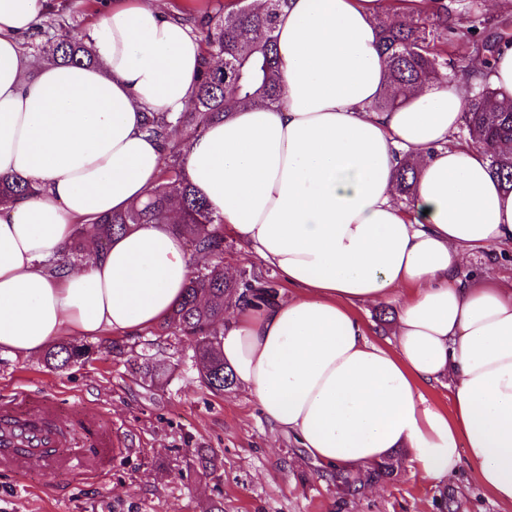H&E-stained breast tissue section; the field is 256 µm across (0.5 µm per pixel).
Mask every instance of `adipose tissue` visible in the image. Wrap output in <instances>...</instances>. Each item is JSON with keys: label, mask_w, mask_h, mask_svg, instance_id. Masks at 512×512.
Listing matches in <instances>:
<instances>
[{"label": "adipose tissue", "mask_w": 512, "mask_h": 512, "mask_svg": "<svg viewBox=\"0 0 512 512\" xmlns=\"http://www.w3.org/2000/svg\"><path fill=\"white\" fill-rule=\"evenodd\" d=\"M49 0H0V176L33 192L0 203V351L61 336H133L162 322L197 259L166 224H139L49 272L75 225L125 211L158 182L146 113H178L200 42L157 0H115L88 32L92 65L30 68L23 37ZM383 0H289L274 35L284 96L211 123L184 173L295 293L240 305L219 339L266 420L331 471L407 453L434 481L468 462L512 512V282L459 278L469 253L512 241V192L454 134L479 81L443 80L372 111L386 92ZM419 166L413 212L395 173ZM403 293L393 342L358 307ZM447 384L443 411L424 388Z\"/></svg>", "instance_id": "adipose-tissue-1"}]
</instances>
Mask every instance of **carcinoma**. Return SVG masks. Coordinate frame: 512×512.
Segmentation results:
<instances>
[{
    "instance_id": "cac0c4a2",
    "label": "carcinoma",
    "mask_w": 512,
    "mask_h": 512,
    "mask_svg": "<svg viewBox=\"0 0 512 512\" xmlns=\"http://www.w3.org/2000/svg\"><path fill=\"white\" fill-rule=\"evenodd\" d=\"M262 14L247 5L233 3L208 5L198 14L179 9L177 19L190 25L191 34L201 43L204 62L195 94L185 111L176 117L153 113L146 118L144 131L165 147L161 176L142 201L125 211L107 214L78 227L62 255L59 265L72 268L81 264L85 243L93 241L101 250L112 237L134 224H167L172 211L181 215L171 225L191 253H206L221 259L224 255L222 217L187 181L183 159L191 140L201 136L207 126L228 113L259 103L282 99L283 84L279 69L275 25L288 0H266ZM382 39L379 45L386 67L387 93L372 105L386 111L399 104L406 89L445 74L452 82L462 78L469 61L494 58L497 44L506 32H488L489 20L473 2L451 7L435 0L431 14L394 19L379 18ZM43 56L62 64L95 63L91 46L67 33L53 34L41 44ZM461 130L469 140L488 147L487 160L492 176L504 189L512 191V101L504 102L485 84L469 100L462 116ZM419 174L414 164L396 171L400 195L409 201ZM28 184L19 177L0 178V199L28 194ZM278 298L271 281L251 274L240 280L224 278V267L197 268L180 300L160 323L165 335L183 336L194 344L195 360L204 366L201 383L212 393L222 394L235 385L232 372L215 345L224 315L241 302H268ZM90 351L74 340H61L47 350L46 361L63 371L86 362ZM151 384L169 380L172 365L144 359L138 366ZM398 468L392 455L355 474H336L337 505L342 507L359 497L369 483L391 477Z\"/></svg>"
}]
</instances>
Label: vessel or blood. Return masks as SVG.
Wrapping results in <instances>:
<instances>
[{
  "mask_svg": "<svg viewBox=\"0 0 512 512\" xmlns=\"http://www.w3.org/2000/svg\"><path fill=\"white\" fill-rule=\"evenodd\" d=\"M58 405L51 394L37 397L20 391L14 400L0 404V466L37 471L61 466L77 470L83 478L102 474L116 453L112 432L90 416L83 403L71 404L69 413L84 425L91 440L78 453H65V433L53 427Z\"/></svg>",
  "mask_w": 512,
  "mask_h": 512,
  "instance_id": "obj_1",
  "label": "vessel or blood"
}]
</instances>
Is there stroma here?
Here are the masks:
<instances>
[{
  "label": "stroma",
  "mask_w": 512,
  "mask_h": 512,
  "mask_svg": "<svg viewBox=\"0 0 512 512\" xmlns=\"http://www.w3.org/2000/svg\"><path fill=\"white\" fill-rule=\"evenodd\" d=\"M225 269L277 281V272L234 236L224 233ZM512 277V242L477 251L463 269ZM92 361L57 371L43 357L0 354V399L16 387L48 392L62 402H82L111 424L119 451L107 475L75 480L65 472L0 469V512H437L452 493L456 512H500L468 464L452 481L426 477L408 456L394 479L367 489L345 508L323 467L291 437L273 428L256 400L241 387L215 395L203 387L190 342L152 328L135 336H87ZM146 355L175 367L165 383L151 386L130 363ZM196 448L213 449L221 467L203 474Z\"/></svg>",
  "instance_id": "35a3bbf8"
}]
</instances>
